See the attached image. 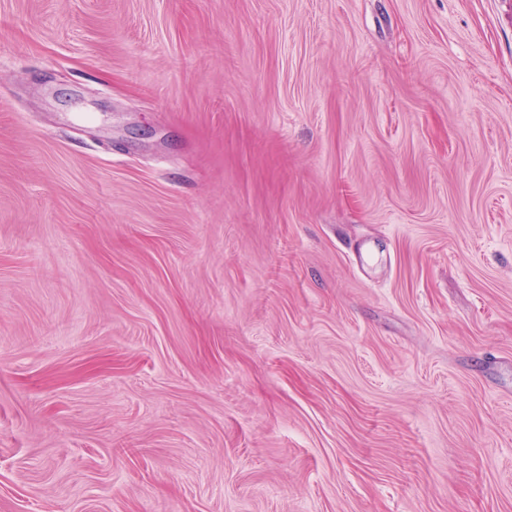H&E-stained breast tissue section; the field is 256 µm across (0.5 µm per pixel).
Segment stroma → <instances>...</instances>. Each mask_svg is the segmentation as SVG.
<instances>
[{
	"label": "stroma",
	"instance_id": "stroma-1",
	"mask_svg": "<svg viewBox=\"0 0 512 512\" xmlns=\"http://www.w3.org/2000/svg\"><path fill=\"white\" fill-rule=\"evenodd\" d=\"M0 512H512V0H0Z\"/></svg>",
	"mask_w": 512,
	"mask_h": 512
}]
</instances>
